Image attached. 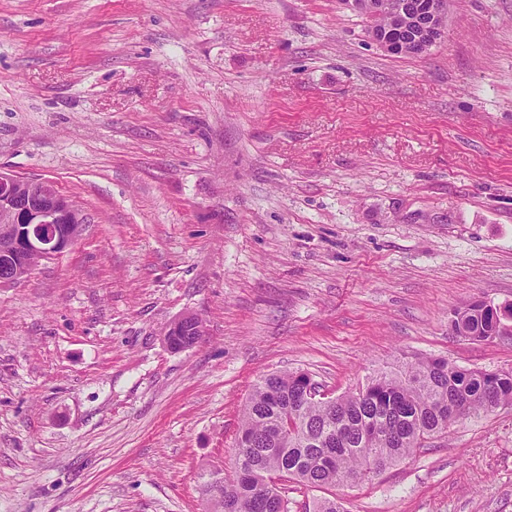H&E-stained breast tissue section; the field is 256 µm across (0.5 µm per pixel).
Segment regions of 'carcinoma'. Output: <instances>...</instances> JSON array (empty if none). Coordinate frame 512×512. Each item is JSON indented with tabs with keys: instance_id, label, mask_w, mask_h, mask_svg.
<instances>
[{
	"instance_id": "obj_1",
	"label": "carcinoma",
	"mask_w": 512,
	"mask_h": 512,
	"mask_svg": "<svg viewBox=\"0 0 512 512\" xmlns=\"http://www.w3.org/2000/svg\"><path fill=\"white\" fill-rule=\"evenodd\" d=\"M426 0H380L365 11L369 29L388 32L399 53H419L416 15ZM470 339L493 338L490 310L475 300L454 312ZM305 375L272 373L243 410L231 476L222 477V512H285L279 483L309 488L363 482L413 453L461 418L512 407V372L490 373L446 358L423 357L366 378L336 403L304 397Z\"/></svg>"
}]
</instances>
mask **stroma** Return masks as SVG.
Masks as SVG:
<instances>
[{"instance_id": "35a3bbf8", "label": "stroma", "mask_w": 512, "mask_h": 512, "mask_svg": "<svg viewBox=\"0 0 512 512\" xmlns=\"http://www.w3.org/2000/svg\"><path fill=\"white\" fill-rule=\"evenodd\" d=\"M1 171L88 221L0 285V512H205L271 373L512 372L449 325L512 305V0H447L419 55L339 0H0ZM334 493L512 512V409ZM181 324L192 325L190 330L194 331L195 335H191V336H197V338H198L199 336L204 335L205 328H204L203 322L201 321V318L195 314H187V315L182 316L178 320H176L174 323H172L170 325V327L168 328V330L166 331L165 336L166 337L170 336L172 331L176 330L178 328V326ZM185 338H186V336H170V338H169L170 339V342H169L170 348L172 350L178 351L180 349V347H182L183 341L185 340Z\"/></svg>"}]
</instances>
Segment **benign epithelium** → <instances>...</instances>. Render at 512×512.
Returning a JSON list of instances; mask_svg holds the SVG:
<instances>
[{
    "instance_id": "1",
    "label": "benign epithelium",
    "mask_w": 512,
    "mask_h": 512,
    "mask_svg": "<svg viewBox=\"0 0 512 512\" xmlns=\"http://www.w3.org/2000/svg\"><path fill=\"white\" fill-rule=\"evenodd\" d=\"M440 2L433 0L427 40L445 34ZM81 219L51 182L0 172V255L22 256L21 264L15 266V276L0 279V285L28 275L41 261L73 246L80 237ZM181 324L190 325L197 337L204 335L203 322L195 314L176 320L166 334Z\"/></svg>"
}]
</instances>
